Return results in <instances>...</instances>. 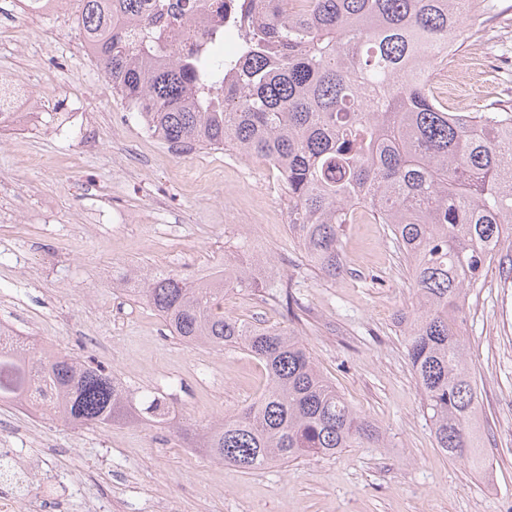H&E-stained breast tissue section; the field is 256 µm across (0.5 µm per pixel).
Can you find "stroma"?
<instances>
[{"instance_id":"stroma-1","label":"stroma","mask_w":512,"mask_h":512,"mask_svg":"<svg viewBox=\"0 0 512 512\" xmlns=\"http://www.w3.org/2000/svg\"><path fill=\"white\" fill-rule=\"evenodd\" d=\"M0 0V65L35 89L41 111L81 113L79 127L0 143V321L38 347L112 369L134 394H170L194 429L250 404L267 385L237 349L188 346L145 304L113 288L130 269L190 273L247 251L270 257L301 311L290 322L267 290L231 291L226 315L293 325L320 371L385 433L383 448L244 472L213 461L175 430L140 424L77 428L0 405V448L50 469L32 494L46 512H506L512 504V278L489 271L464 325L481 392L482 477L445 458L424 415L407 359L401 310L415 297L383 225L360 214L341 235L343 271L319 275L288 231V193L259 157L200 151L183 158L149 135L82 52L77 20L13 17ZM482 31L462 35L467 70L433 71L452 110L512 103V0H484ZM41 165H26L27 156ZM137 215L116 224V215Z\"/></svg>"}]
</instances>
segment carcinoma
Wrapping results in <instances>:
<instances>
[{
	"mask_svg": "<svg viewBox=\"0 0 512 512\" xmlns=\"http://www.w3.org/2000/svg\"><path fill=\"white\" fill-rule=\"evenodd\" d=\"M231 0L202 48H163L170 19L195 0H75L79 26L102 35L92 54L112 92L169 147L225 150L269 161L282 175L288 231L322 275L341 268L340 231L360 208L386 225L410 274L415 308L402 313L407 358L437 447L487 475L482 410L463 334L470 292L498 264L512 273V107L451 112L429 75L445 61L483 0ZM239 33L224 53L223 28ZM266 256L224 260L208 279L159 270L128 292L170 335L238 348L259 361L268 387L251 405L195 433L211 458L244 472L346 448L385 447L382 431L320 371L295 330L224 315V293L288 283L256 280ZM34 373L54 391L34 404L74 426L171 420L166 393L133 401L100 366L28 347H0V401Z\"/></svg>",
	"mask_w": 512,
	"mask_h": 512,
	"instance_id": "cac0c4a2",
	"label": "carcinoma"
}]
</instances>
